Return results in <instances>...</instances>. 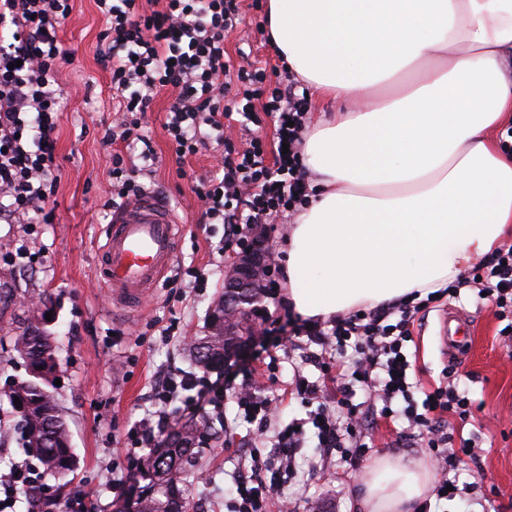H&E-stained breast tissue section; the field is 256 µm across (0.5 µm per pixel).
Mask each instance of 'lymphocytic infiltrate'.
<instances>
[{"label":"lymphocytic infiltrate","instance_id":"1","mask_svg":"<svg viewBox=\"0 0 512 512\" xmlns=\"http://www.w3.org/2000/svg\"><path fill=\"white\" fill-rule=\"evenodd\" d=\"M95 5L105 22L99 60L120 98L103 136L114 148L110 203L128 204L146 191L142 177L156 156L143 119L156 96L168 90L175 100L163 128L177 159L212 142L222 149L219 174L196 180L192 191L203 223L223 225V249L249 251L270 225L294 223L311 196L302 151L307 92L292 75L274 83L266 68L232 69L224 37L243 22L237 0H163L158 10L145 8L143 0H95ZM71 11V0H0L1 224L55 220L61 180L56 131L68 97L59 73L73 59L59 31ZM232 116L245 128L270 118L274 149L257 135L238 146L225 138L224 121ZM461 288L484 295L499 319L511 318L512 244L495 248L447 291L453 295ZM435 300L431 293L416 302L342 313L323 322L287 311L292 335L317 346L302 357L290 390L309 412L274 433L270 455L250 449L249 462L239 467L230 488L234 512H268L310 427L319 447L339 451L353 466L369 450V431L403 419L410 430L426 435L430 452L459 467L461 458L448 451L452 435L443 425L477 422L476 410L451 380L430 389L428 398L415 399V366L407 358L413 319ZM307 365L319 370L316 380L303 375ZM240 375L221 386L195 372H156L151 407L126 434L128 470L139 469L142 449L155 447L171 428L168 407L177 399L191 416L233 402L240 420L265 432L283 398L269 393L256 369L242 368ZM360 391L369 395V408L355 403ZM42 489L40 474L25 465L0 473V512H13L21 493L33 496L36 512H56V498Z\"/></svg>","mask_w":512,"mask_h":512}]
</instances>
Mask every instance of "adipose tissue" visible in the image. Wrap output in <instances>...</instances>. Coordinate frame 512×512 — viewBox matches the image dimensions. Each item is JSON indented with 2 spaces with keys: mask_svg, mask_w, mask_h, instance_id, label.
<instances>
[{
  "mask_svg": "<svg viewBox=\"0 0 512 512\" xmlns=\"http://www.w3.org/2000/svg\"><path fill=\"white\" fill-rule=\"evenodd\" d=\"M277 56L352 98L303 143L314 194L287 242L288 299L310 319L447 287L512 226V0H267ZM362 512H414L433 475L371 460Z\"/></svg>",
  "mask_w": 512,
  "mask_h": 512,
  "instance_id": "ef3b65f1",
  "label": "adipose tissue"
}]
</instances>
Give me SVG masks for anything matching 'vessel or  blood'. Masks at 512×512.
I'll return each mask as SVG.
<instances>
[{
	"label": "vessel or blood",
	"instance_id": "b4317fda",
	"mask_svg": "<svg viewBox=\"0 0 512 512\" xmlns=\"http://www.w3.org/2000/svg\"><path fill=\"white\" fill-rule=\"evenodd\" d=\"M178 220L174 211L152 192L112 211L110 232L101 251L104 285L113 299L138 304L173 264ZM448 356L469 347L466 319L441 316Z\"/></svg>",
	"mask_w": 512,
	"mask_h": 512
}]
</instances>
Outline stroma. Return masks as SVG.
Instances as JSON below:
<instances>
[{
	"label": "stroma",
	"instance_id": "obj_1",
	"mask_svg": "<svg viewBox=\"0 0 512 512\" xmlns=\"http://www.w3.org/2000/svg\"><path fill=\"white\" fill-rule=\"evenodd\" d=\"M73 10L60 32L73 53L60 82L70 95L60 118L57 153L62 165L51 224H0V472L25 460L17 412L9 403V387L26 378L14 337L29 322L51 314L46 328L55 339L61 366L60 386L53 392L69 425L74 465L66 476L46 475L44 485L60 496L77 487L92 494L100 512H115L122 500L109 481L126 464L125 433L149 409L146 395L154 374L162 368L194 370L189 347L161 335L170 320L179 321L188 336L207 332L210 305L224 291V260L214 252L224 234L220 224L201 223V208L192 192L196 179L213 170L216 152L206 148L184 162H176L162 125L172 101L161 92L147 114L146 130L156 153L151 175L182 223L175 261L193 265L208 275L206 288L169 296L152 288L141 308L113 304L100 278L99 254L112 216L109 198L111 149L102 142L112 121L109 74L97 58L105 24L94 0H72ZM224 51L235 66L258 61L277 64L266 34L243 38L233 31ZM32 254L30 263H15L19 247ZM449 310L471 321L472 347L456 369L466 395L483 408V423L465 425L474 458L469 473L460 475L451 499H435L431 512H512V352L502 347V324L491 305L468 290L456 298L443 297L429 312L416 316L410 353L416 357V377L429 384L441 379L448 364L437 335V315ZM224 417L235 420L233 404ZM213 439L198 449L190 482V504L205 512H227L232 474L251 447L252 425L236 422L231 440L220 439V422L207 415ZM224 420V421H225ZM314 433L291 462L284 490L296 512H356L357 492L364 468L321 463Z\"/></svg>",
	"mask_w": 512,
	"mask_h": 512
}]
</instances>
